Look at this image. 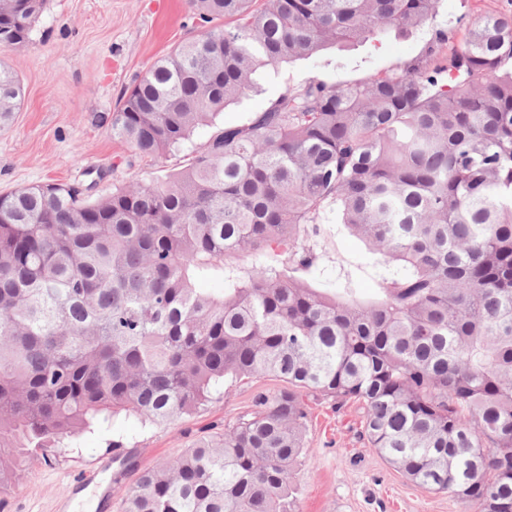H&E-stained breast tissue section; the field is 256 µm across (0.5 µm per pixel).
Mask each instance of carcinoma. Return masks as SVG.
Instances as JSON below:
<instances>
[{"instance_id": "cac0c4a2", "label": "carcinoma", "mask_w": 512, "mask_h": 512, "mask_svg": "<svg viewBox=\"0 0 512 512\" xmlns=\"http://www.w3.org/2000/svg\"><path fill=\"white\" fill-rule=\"evenodd\" d=\"M442 0H189L199 30L110 117L161 157L254 88L261 70L418 29ZM44 0H0V51ZM23 88L0 64V127ZM49 182L0 194V488L34 452L124 413L165 421L211 387L283 386L177 458L141 472L122 512H295L306 401L361 405L362 435L413 483L512 512V12L355 82L310 79L225 124L150 185ZM383 269L381 295L297 277L328 210ZM262 261L221 296L194 279ZM116 471L134 454L112 449Z\"/></svg>"}]
</instances>
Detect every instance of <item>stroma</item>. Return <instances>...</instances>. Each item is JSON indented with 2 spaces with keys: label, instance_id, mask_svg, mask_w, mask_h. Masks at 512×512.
I'll use <instances>...</instances> for the list:
<instances>
[{
  "label": "stroma",
  "instance_id": "35a3bbf8",
  "mask_svg": "<svg viewBox=\"0 0 512 512\" xmlns=\"http://www.w3.org/2000/svg\"><path fill=\"white\" fill-rule=\"evenodd\" d=\"M512 9V0H442L430 26L390 32L375 40L339 45L320 55L283 63L259 74L258 88L227 107L219 123L245 122L266 109L286 87L315 78L354 82L391 73L419 58L433 29L463 31L469 20ZM193 33L187 0H46L25 47L0 58L20 76L24 97L9 127L0 128V193L45 182L92 185L93 196L113 185L150 183L179 169L184 155L139 159L108 126L110 113L138 75ZM107 176L92 182L91 175ZM313 244L318 264L306 280L332 296L362 302L379 295L378 273L367 244L327 212ZM279 380L224 381L195 410L152 423L118 416L80 432L58 447L51 465L34 464L33 474L0 491V512H121V496L139 471L178 457L216 428L247 411L257 392H274ZM357 404L334 408L311 404L309 450L296 465L293 483L299 512H466L447 493L422 488L385 461L361 435ZM133 449L135 470L125 475L101 470L113 443ZM99 473L97 483L74 496L67 476Z\"/></svg>",
  "mask_w": 512,
  "mask_h": 512
}]
</instances>
